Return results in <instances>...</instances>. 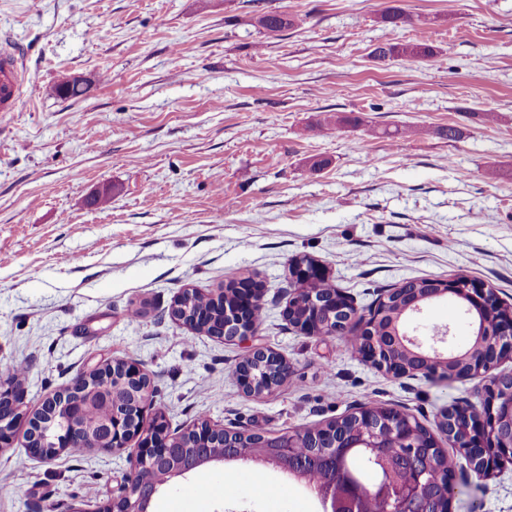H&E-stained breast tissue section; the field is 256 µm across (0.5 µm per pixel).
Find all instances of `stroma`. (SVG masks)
I'll return each mask as SVG.
<instances>
[{
  "label": "stroma",
  "mask_w": 512,
  "mask_h": 512,
  "mask_svg": "<svg viewBox=\"0 0 512 512\" xmlns=\"http://www.w3.org/2000/svg\"><path fill=\"white\" fill-rule=\"evenodd\" d=\"M391 1L0 0V50L26 79L21 110L0 113V372L26 363L24 409L116 359L145 366L178 429L203 415L279 434L374 403L434 433L443 408L475 400L476 382L393 378L283 316L302 255L361 315L388 289L448 276L512 306V0H395L429 19L395 31L381 21ZM270 9L293 26L265 35L254 17ZM390 38L435 53L375 65ZM67 77L87 93L59 95ZM336 112L364 123L326 124ZM244 277L263 285L265 320L249 339L171 320L183 289ZM413 325L451 328L456 349L471 340L450 298ZM256 347L289 374L250 396L235 370ZM129 468L109 452L45 462L19 443L0 449V512H94ZM206 474L213 496L198 512L321 510L270 469ZM451 510L512 512V467L458 476Z\"/></svg>",
  "instance_id": "stroma-1"
}]
</instances>
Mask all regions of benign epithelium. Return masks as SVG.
<instances>
[{"label": "benign epithelium", "instance_id": "7a95c632", "mask_svg": "<svg viewBox=\"0 0 512 512\" xmlns=\"http://www.w3.org/2000/svg\"><path fill=\"white\" fill-rule=\"evenodd\" d=\"M326 268L321 264L301 265L293 269V277L298 279L322 278ZM425 293L416 298L408 289H389L397 291L406 299L405 312L410 316L422 312L423 307L437 299L452 298L461 305L474 325L475 346L484 351V357L477 366L456 367L458 360L455 353L444 348L448 342L449 331L436 332L427 343L408 333L405 324H397L389 336H378L373 325L368 323L370 315H365L360 331L364 334V361L396 378L415 377L422 374L433 380L478 381L479 402L462 401L456 403L440 414L438 428L441 437L431 436L426 453L410 456L409 461L419 468V473L411 482L404 484L395 480L392 469L385 462V449L396 448L405 442L404 427L393 428L394 416L404 413L388 406L364 404L359 411L370 416L373 427L360 435L351 444H334L328 450V462L336 465V457L347 453V448H361L365 454L380 463L377 484L369 489L355 483L348 475L341 472L333 478L322 491L317 493L321 512H367L365 504L369 502L368 494L385 501L387 512H451V499H429L426 487L433 478L447 484H453L457 475L468 466L482 479H489L512 465V379L494 370L505 358L512 359V315L506 314L500 325L494 329L479 326V317L492 310L486 285L462 276L428 279ZM297 305L307 307V320L294 325L301 333L312 336L311 323L317 318L323 307L329 305L337 312H348L353 304L344 292L338 290L331 300L316 297L314 294L301 295V291L289 290L288 306L290 311ZM254 301L239 304L224 315L238 330L231 336L221 335L225 341L246 340L255 334L253 323ZM406 353L424 366L415 369L402 363L396 354ZM263 358L280 367L281 376H288V363L278 353L257 348L251 351L247 360ZM113 363H106L92 370L94 374H103V381L95 385L84 386L90 374L80 372L62 389L45 396L42 407L52 409L60 418L61 432L55 447L45 449L38 454L43 461L53 460L61 449L68 447L70 440L81 438L97 451L124 453L130 463V470L125 477V484L120 493L112 500L102 504L94 512H150L153 492L160 485L178 479H185L202 468L224 463V456L212 455L204 448L183 459L174 456L176 442L169 433L168 422L159 423L154 417L160 413L153 395L150 375L143 364L126 360L122 366L121 381L128 391L132 405L137 408L138 418L131 419L127 414L114 409L112 417L89 425L86 414L93 405L106 400L112 394ZM26 423L25 444L41 440V423L34 415L22 410V398L19 388L10 377L0 378V447L10 448L15 441V431L21 423ZM300 447L295 434L284 436L277 456L258 455L252 460L280 467L288 462L293 449ZM453 448L465 460L455 462L452 467L445 465L448 448ZM164 462L165 472L161 484L141 488L135 482V474L143 464Z\"/></svg>", "mask_w": 512, "mask_h": 512}]
</instances>
